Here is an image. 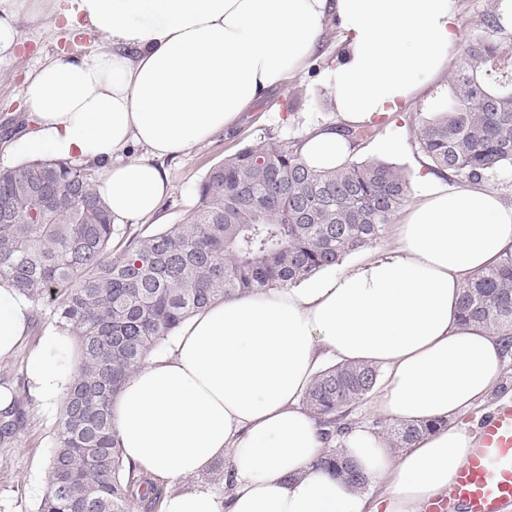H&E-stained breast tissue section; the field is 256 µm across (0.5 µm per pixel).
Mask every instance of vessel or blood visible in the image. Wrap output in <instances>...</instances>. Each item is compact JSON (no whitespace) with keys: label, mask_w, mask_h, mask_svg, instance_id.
Segmentation results:
<instances>
[{"label":"vessel or blood","mask_w":512,"mask_h":512,"mask_svg":"<svg viewBox=\"0 0 512 512\" xmlns=\"http://www.w3.org/2000/svg\"><path fill=\"white\" fill-rule=\"evenodd\" d=\"M512 501V396L501 397L479 426L474 447L446 495L426 512H500Z\"/></svg>","instance_id":"1"}]
</instances>
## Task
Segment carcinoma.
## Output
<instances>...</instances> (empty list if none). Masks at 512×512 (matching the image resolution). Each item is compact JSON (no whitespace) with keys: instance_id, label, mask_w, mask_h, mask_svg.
I'll list each match as a JSON object with an SVG mask.
<instances>
[{"instance_id":"cac0c4a2","label":"carcinoma","mask_w":512,"mask_h":512,"mask_svg":"<svg viewBox=\"0 0 512 512\" xmlns=\"http://www.w3.org/2000/svg\"><path fill=\"white\" fill-rule=\"evenodd\" d=\"M488 35L465 44L448 102L416 134L428 170L480 182L512 169V47L497 12ZM358 144L368 126L341 128ZM300 141L265 134L211 167L195 206L177 224L133 239L112 257L115 224L96 190L95 167L43 159L0 166V279L9 280L76 339L78 366L64 393L38 512H159L164 489L125 463L110 402L151 354L217 300L297 285L381 238L405 204L393 163L352 160L316 172ZM463 323L512 348V253L464 284ZM379 368L324 369L302 405L325 428L317 466L364 489V474L335 446L345 419L374 390ZM437 422L390 426L407 448Z\"/></svg>"}]
</instances>
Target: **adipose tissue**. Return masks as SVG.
I'll use <instances>...</instances> for the list:
<instances>
[{
	"mask_svg": "<svg viewBox=\"0 0 512 512\" xmlns=\"http://www.w3.org/2000/svg\"><path fill=\"white\" fill-rule=\"evenodd\" d=\"M75 17L105 43L45 58L28 75L29 126L9 151L95 164L116 224L152 218L169 188L158 159L237 127L318 52L329 19L344 33L323 74L339 127L405 109L462 44L453 0H76ZM339 127L305 134L309 168L351 159ZM133 145L145 156L128 157ZM396 236V248L313 281L212 304L124 385L110 411L125 460L169 489L220 458L232 478L222 496L170 490L161 512H423L448 493L474 441L453 419L501 383L507 357L500 337L461 323L459 290L512 253V205L426 173ZM31 317L30 302L0 280V357ZM68 352L60 335L32 351L41 400L69 385ZM328 359L384 370L379 415L438 423L395 455L369 430L345 435L343 453L367 491L315 465L324 440L300 399Z\"/></svg>",
	"mask_w": 512,
	"mask_h": 512,
	"instance_id": "1",
	"label": "adipose tissue"
}]
</instances>
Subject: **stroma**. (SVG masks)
<instances>
[{
	"mask_svg": "<svg viewBox=\"0 0 512 512\" xmlns=\"http://www.w3.org/2000/svg\"><path fill=\"white\" fill-rule=\"evenodd\" d=\"M71 3L72 0H46L41 13L21 16L20 44L11 57L0 61V132L5 130L15 136L26 130L28 118L21 107V89L40 60L60 53L83 56L102 45L101 35L67 25L64 14L70 10ZM342 37L336 22L327 23L321 48L307 67L290 75L279 90L245 113L237 128L215 136L177 159L164 160L170 190L162 201L158 219L117 225L113 255H120L132 238L156 231L158 223H179L193 206L197 187L209 168L226 156L266 133L293 140L311 126L335 123L337 114L322 75L340 53ZM447 98L448 79L443 76L405 111L374 125L376 137L401 135L404 152L396 163L409 181H416L420 168L428 164L414 147V134L422 119ZM56 331L49 319L32 320L27 336L14 352L0 359V388L16 397L24 413L22 424L0 437V512H38L48 476L58 405L43 403L33 393L29 357L46 335Z\"/></svg>",
	"mask_w": 512,
	"mask_h": 512,
	"instance_id": "stroma-1",
	"label": "stroma"
}]
</instances>
